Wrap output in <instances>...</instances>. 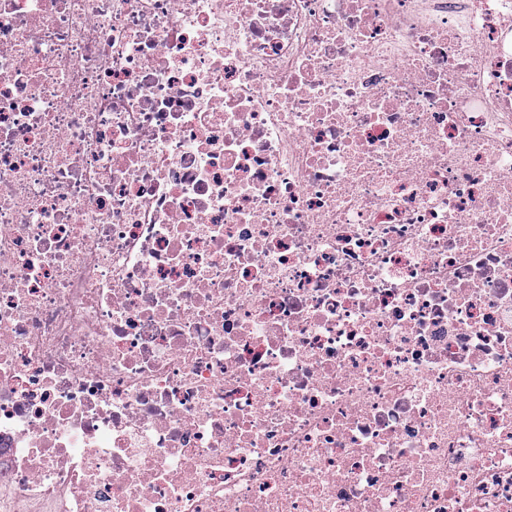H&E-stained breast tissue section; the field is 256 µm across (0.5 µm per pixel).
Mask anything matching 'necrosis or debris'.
Listing matches in <instances>:
<instances>
[{
	"label": "necrosis or debris",
	"mask_w": 512,
	"mask_h": 512,
	"mask_svg": "<svg viewBox=\"0 0 512 512\" xmlns=\"http://www.w3.org/2000/svg\"><path fill=\"white\" fill-rule=\"evenodd\" d=\"M512 512V0H0V491Z\"/></svg>",
	"instance_id": "obj_1"
}]
</instances>
